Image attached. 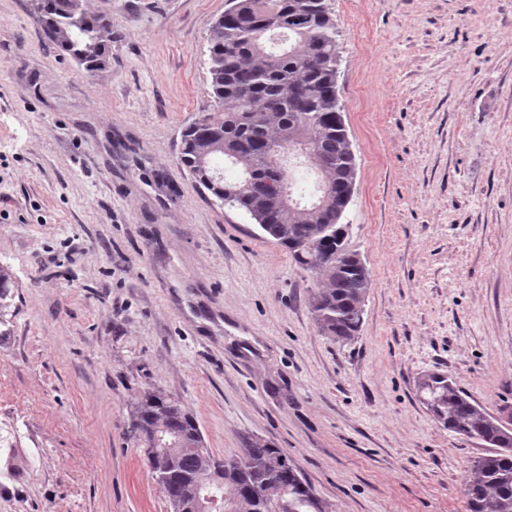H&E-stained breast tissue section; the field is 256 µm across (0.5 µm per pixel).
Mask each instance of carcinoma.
Returning a JSON list of instances; mask_svg holds the SVG:
<instances>
[{
  "mask_svg": "<svg viewBox=\"0 0 512 512\" xmlns=\"http://www.w3.org/2000/svg\"><path fill=\"white\" fill-rule=\"evenodd\" d=\"M48 40L89 72L109 60L101 33L112 28L103 14H90L83 0H36ZM274 10L288 47L274 43L266 14ZM340 31L329 0H228L208 38L207 63L214 104L181 132L180 163L196 183L222 203L250 215L268 238L284 247L292 260L317 281L311 311L320 331L355 339L364 309L354 301L356 273L336 268V230L351 202L357 168L344 132L345 104L337 91ZM308 140L321 167L314 191L293 187L299 203L275 206L264 199L274 193L277 174L266 150L288 148ZM223 157L248 174L227 181L213 161ZM327 191L329 201L316 209L309 201ZM427 409L448 430L479 437L493 450L478 458L466 477L469 512H512V432L496 423L445 374L429 373L418 384ZM129 433L151 447L177 437L183 451L164 473H152L168 503L180 499L202 466L219 468L224 500L234 512H269L275 501L288 512H322L311 487L272 442L249 437L242 454L220 458L207 448L195 417L161 391L140 393L130 412Z\"/></svg>",
  "mask_w": 512,
  "mask_h": 512,
  "instance_id": "cac0c4a2",
  "label": "carcinoma"
}]
</instances>
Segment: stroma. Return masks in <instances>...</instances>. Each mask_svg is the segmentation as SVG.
<instances>
[{
	"mask_svg": "<svg viewBox=\"0 0 512 512\" xmlns=\"http://www.w3.org/2000/svg\"><path fill=\"white\" fill-rule=\"evenodd\" d=\"M85 3L112 23L93 73L33 0H0V512H170L126 435L147 388L215 456L287 450L328 512H467L488 450L417 382L512 407V0H330L345 245L372 279L350 342L317 328L312 274L179 163L225 0Z\"/></svg>",
	"mask_w": 512,
	"mask_h": 512,
	"instance_id": "stroma-1",
	"label": "stroma"
}]
</instances>
